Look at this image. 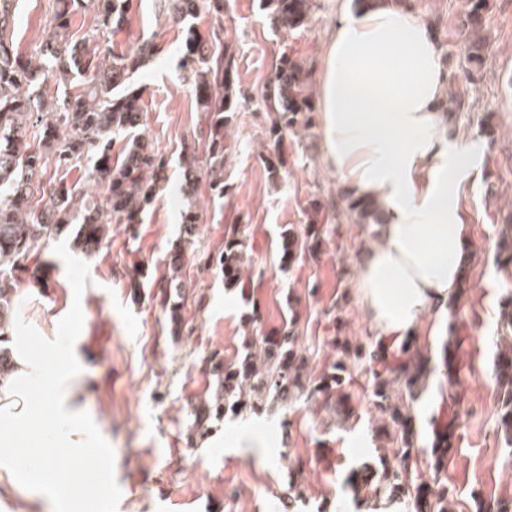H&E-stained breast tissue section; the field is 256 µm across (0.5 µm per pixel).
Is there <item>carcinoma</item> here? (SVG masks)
Returning a JSON list of instances; mask_svg holds the SVG:
<instances>
[{
    "label": "carcinoma",
    "instance_id": "carcinoma-1",
    "mask_svg": "<svg viewBox=\"0 0 512 512\" xmlns=\"http://www.w3.org/2000/svg\"><path fill=\"white\" fill-rule=\"evenodd\" d=\"M13 2L0 0V379L11 370V355L4 343L16 317L17 289L30 282L27 261L49 240L68 231L74 233L81 252L95 254L110 225L141 223L142 214L166 180L168 166L165 156L142 138L126 144L122 157H112L114 138L135 128L142 118L140 93L116 89L141 66L151 48L144 45L133 55L116 56L100 48L95 37L75 42L69 35L74 15L90 6L96 10L99 29L121 30L129 22V0H56L53 21L29 59L16 52L7 35ZM262 2L277 32L302 27L312 9L311 0ZM160 5L176 24L196 18L203 8L217 15L224 11V0H160ZM487 6L488 0H471L463 22L468 80L487 63L483 34ZM177 66L194 85L196 107L207 125L204 156L186 161L185 171L202 168L210 195L222 198L229 189L224 182L228 149L224 128L229 113L239 104L234 51L219 36L206 41L191 29ZM262 101L274 115L269 143L281 156L289 134L311 127L315 101L309 68L282 52L265 84ZM85 159L93 162L91 170L66 182V175ZM50 173L57 179L48 177ZM93 183L103 185L102 206L88 195ZM183 195V233L190 240L200 220L195 187H185ZM322 209L319 200H308L304 208L308 222L283 232V251L289 262L313 254L326 243L328 229L319 224ZM346 212L357 224L384 223L370 200L351 196ZM244 244L240 226L227 225L224 251L208 255L203 266L224 273L225 286H238L243 280ZM183 260L182 249L172 248L169 265L173 275L158 284L160 301L176 326L181 321V305L171 301V296L172 289L186 287L180 281ZM495 263L511 282L512 224L500 227ZM499 324L501 336L493 362L497 432L503 447L512 448L511 292L499 303ZM260 325L261 316L255 311L248 322L252 335L245 337L246 352L234 361H225L218 351L202 358L216 376L218 391L214 399L191 407V428L204 434L211 420L229 412L260 414L275 403L286 408L298 401L318 402L334 412L351 398L348 388L360 362L388 361V353L377 346L364 349L335 336L328 341L334 350L333 362L314 375L300 348L296 322L267 333ZM410 352L408 346L401 349L408 361L386 372L367 370V388L376 411L373 432L383 453L376 462L350 472L346 484L358 497L401 500L411 512H457L455 494L448 486V462L461 428L462 368L448 361L452 411L448 423L432 424L429 439L424 440L414 426L413 405L424 389L426 374L420 352L413 356ZM477 512H512V498L479 502Z\"/></svg>",
    "mask_w": 512,
    "mask_h": 512
}]
</instances>
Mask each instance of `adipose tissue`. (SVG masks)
Segmentation results:
<instances>
[{
    "instance_id": "adipose-tissue-1",
    "label": "adipose tissue",
    "mask_w": 512,
    "mask_h": 512,
    "mask_svg": "<svg viewBox=\"0 0 512 512\" xmlns=\"http://www.w3.org/2000/svg\"><path fill=\"white\" fill-rule=\"evenodd\" d=\"M446 78L437 38L408 8L367 0L338 13L319 74L324 161L348 192L384 211L360 256L357 293L374 336L394 346L421 330L444 335L462 276L467 227L457 200L475 154L444 128ZM78 344L71 339L49 372L55 340L14 331L13 369L0 379V485L52 496L57 512H79L93 480L87 451L110 445L81 401ZM18 446L40 454L21 457ZM58 448L81 476L65 495L50 480Z\"/></svg>"
}]
</instances>
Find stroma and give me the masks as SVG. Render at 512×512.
I'll return each instance as SVG.
<instances>
[{"mask_svg":"<svg viewBox=\"0 0 512 512\" xmlns=\"http://www.w3.org/2000/svg\"><path fill=\"white\" fill-rule=\"evenodd\" d=\"M343 3L312 0L307 23L287 34L271 29L261 0H224L222 15L204 10L193 21L202 37L215 31L232 45L240 90L224 160L230 189L224 198H213L206 182H199L202 216L193 250L218 252L225 225H244L243 275L253 288L240 294L225 287L217 270L185 263L184 294L204 293L206 306L183 309L188 331L181 335L174 333L155 292L170 274L168 256L182 229L183 158L203 146L204 119L192 85L177 67L188 27L167 21L159 0H131L128 25L100 37L103 48L116 54L147 41L154 45L129 85L142 91L144 121L136 134L163 152L167 181L135 231L111 225L94 257L76 250L71 236L50 240L40 253L49 263L47 283L30 285L16 324L39 326L64 347L72 337H82L83 401L111 440L112 512H284L288 471L296 466L303 470L304 494L293 512H358L346 475L377 458L375 412L364 389H357L345 422L319 405L300 402L286 410L275 406L213 421L219 447L186 444L192 404L215 390L201 358L217 350L234 360L253 308H260L265 331L298 320L301 348L314 374L331 362L327 341L333 336L354 344L375 341L356 294L357 259L375 237L346 213L345 189L323 160L321 125L289 139L277 176L269 175L266 162L270 115L260 91L285 50L320 72ZM54 6V0H16L12 33L18 53L29 54L40 42ZM408 6L435 32L446 83L465 100L464 109L448 120V136L472 143L477 151L476 168L458 201L468 226L471 290L467 339L459 353L464 426L448 471L458 512H476L477 501L512 495V462L497 433L490 379L498 302L506 292L493 265V244L499 225L512 215V0H489L483 25L490 59L473 81L464 78L460 34L469 0H408ZM486 126L493 128V138L483 135ZM314 197L323 204V221L332 232L321 253L288 264L280 233L305 224L303 208ZM242 426L254 440L237 448L233 441ZM321 443L327 451L319 459L315 452Z\"/></svg>","mask_w":512,"mask_h":512,"instance_id":"1","label":"stroma"}]
</instances>
